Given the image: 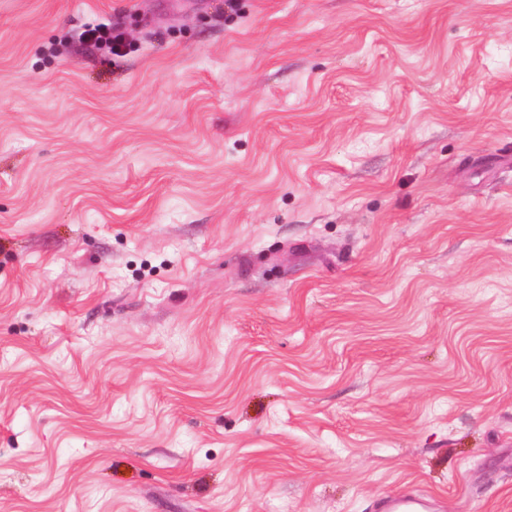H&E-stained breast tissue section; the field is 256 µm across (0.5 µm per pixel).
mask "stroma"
Instances as JSON below:
<instances>
[{"instance_id":"1","label":"stroma","mask_w":512,"mask_h":512,"mask_svg":"<svg viewBox=\"0 0 512 512\" xmlns=\"http://www.w3.org/2000/svg\"><path fill=\"white\" fill-rule=\"evenodd\" d=\"M400 493L512 512V0H0V512ZM87 41L107 45L114 53H120L124 46V38L121 34H113L112 31L104 26H92L85 31Z\"/></svg>"}]
</instances>
